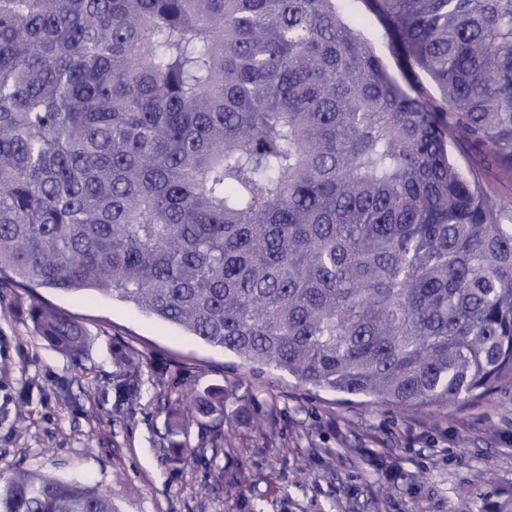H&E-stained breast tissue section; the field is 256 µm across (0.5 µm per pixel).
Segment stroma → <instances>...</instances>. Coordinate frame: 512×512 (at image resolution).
Listing matches in <instances>:
<instances>
[{
	"instance_id": "obj_1",
	"label": "stroma",
	"mask_w": 512,
	"mask_h": 512,
	"mask_svg": "<svg viewBox=\"0 0 512 512\" xmlns=\"http://www.w3.org/2000/svg\"><path fill=\"white\" fill-rule=\"evenodd\" d=\"M376 54L388 40L363 0H343ZM462 172L512 201V171L473 149ZM89 335L79 357L35 335L30 297L0 288V472L32 469L111 490L115 512H484L512 497V389L405 410L256 369L133 305L41 290ZM138 366L136 396L118 360ZM239 387L224 445L191 428L190 458L161 443L178 396ZM248 406L262 427L240 411Z\"/></svg>"
}]
</instances>
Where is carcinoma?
I'll use <instances>...</instances> for the list:
<instances>
[{
	"label": "carcinoma",
	"mask_w": 512,
	"mask_h": 512,
	"mask_svg": "<svg viewBox=\"0 0 512 512\" xmlns=\"http://www.w3.org/2000/svg\"><path fill=\"white\" fill-rule=\"evenodd\" d=\"M338 2L0 0V288L94 291L405 409L512 386V210L453 154L512 170V0H364L399 79ZM226 396L186 397L167 448L223 447ZM0 512L114 510L15 469Z\"/></svg>",
	"instance_id": "1"
}]
</instances>
